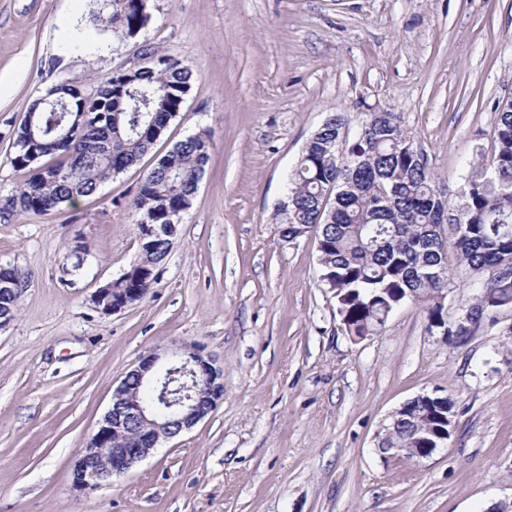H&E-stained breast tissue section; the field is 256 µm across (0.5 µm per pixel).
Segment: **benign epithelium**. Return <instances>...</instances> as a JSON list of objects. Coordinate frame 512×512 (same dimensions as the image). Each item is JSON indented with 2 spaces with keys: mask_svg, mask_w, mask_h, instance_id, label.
Wrapping results in <instances>:
<instances>
[{
  "mask_svg": "<svg viewBox=\"0 0 512 512\" xmlns=\"http://www.w3.org/2000/svg\"><path fill=\"white\" fill-rule=\"evenodd\" d=\"M95 303L109 315L138 301L132 292L112 297L103 287ZM224 370L200 350L180 346L153 352L129 370L113 390L112 404L91 442L81 449L72 466V487L88 494L127 474L147 458L162 440L173 438L206 417L224 395ZM418 400L434 416L448 410V397L424 394ZM446 440V433L434 436L423 448H410L415 460L430 457Z\"/></svg>",
  "mask_w": 512,
  "mask_h": 512,
  "instance_id": "1",
  "label": "benign epithelium"
}]
</instances>
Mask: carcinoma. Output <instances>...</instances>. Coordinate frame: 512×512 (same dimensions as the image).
Returning a JSON list of instances; mask_svg holds the SVG:
<instances>
[{
	"instance_id": "1",
	"label": "carcinoma",
	"mask_w": 512,
	"mask_h": 512,
	"mask_svg": "<svg viewBox=\"0 0 512 512\" xmlns=\"http://www.w3.org/2000/svg\"><path fill=\"white\" fill-rule=\"evenodd\" d=\"M100 30L135 39L150 21L147 0H110L92 12ZM143 63L118 71L82 97L65 83L46 90L58 104L33 102L39 115L36 140L27 127L15 133L14 167L27 177L4 199L7 214H47L94 194L148 153L169 121L180 113L194 70L176 53L135 45ZM85 121L73 125L76 114ZM495 156L462 177L458 201L437 188L425 157L400 150L409 136L391 112L367 115L351 141H341L344 122L331 115L305 145L281 210L280 236L316 228L320 281L334 289L336 312L354 339L380 334L397 303L426 305L429 321L446 318L445 301L456 288L443 252L453 241L479 293L470 309H512V100L495 107ZM341 154H336V148ZM206 130L177 142L150 170L131 200L135 224L168 229L139 246L136 260L112 287L145 297L157 279L182 215L209 162ZM44 157L48 162H41ZM438 421L414 405L406 420L390 425L380 447L401 455L431 437Z\"/></svg>"
}]
</instances>
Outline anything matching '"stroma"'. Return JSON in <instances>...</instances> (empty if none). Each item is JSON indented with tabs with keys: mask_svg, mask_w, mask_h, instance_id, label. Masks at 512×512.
Listing matches in <instances>:
<instances>
[{
	"mask_svg": "<svg viewBox=\"0 0 512 512\" xmlns=\"http://www.w3.org/2000/svg\"><path fill=\"white\" fill-rule=\"evenodd\" d=\"M143 41L197 73L153 148L91 196L0 218V265L28 286L0 331V512H512V310L461 341L406 304L353 340L319 280L315 232L279 235L288 175L326 117L354 135L394 112L455 196L494 155L512 98V0H148ZM96 0H0V198L24 179L13 136L59 82L94 93L137 65L101 33ZM207 130L210 161L147 295L116 313L99 288L138 255L128 208L174 144ZM86 251L72 275L75 248ZM198 347L224 395L112 485L82 494L71 465L150 352ZM452 396L454 426L420 461L377 449L389 413Z\"/></svg>",
	"mask_w": 512,
	"mask_h": 512,
	"instance_id": "obj_1",
	"label": "stroma"
}]
</instances>
